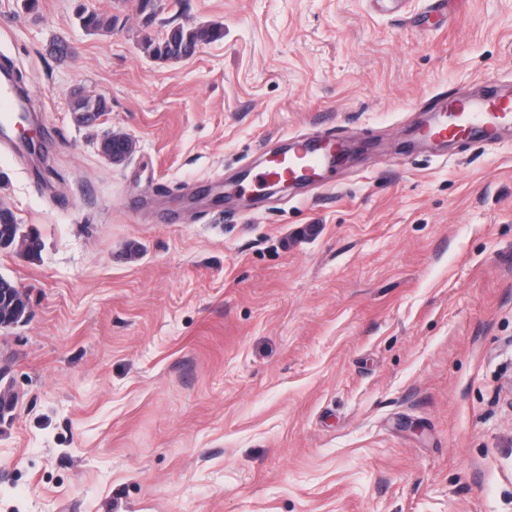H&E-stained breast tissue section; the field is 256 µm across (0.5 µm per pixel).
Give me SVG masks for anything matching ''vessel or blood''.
I'll list each match as a JSON object with an SVG mask.
<instances>
[{
    "label": "vessel or blood",
    "instance_id": "vessel-or-blood-1",
    "mask_svg": "<svg viewBox=\"0 0 512 512\" xmlns=\"http://www.w3.org/2000/svg\"><path fill=\"white\" fill-rule=\"evenodd\" d=\"M19 109L15 86L6 67L0 66V126L12 127ZM512 124V97L491 95L479 100L451 99L448 113L440 114L424 137L444 140L467 134L486 143L495 142L500 129ZM334 157L322 140L293 139L287 153L271 160L261 172L258 183L285 180L291 177H328Z\"/></svg>",
    "mask_w": 512,
    "mask_h": 512
}]
</instances>
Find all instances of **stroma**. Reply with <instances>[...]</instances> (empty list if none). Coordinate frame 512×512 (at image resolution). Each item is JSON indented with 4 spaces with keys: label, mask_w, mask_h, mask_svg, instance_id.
<instances>
[{
    "label": "stroma",
    "mask_w": 512,
    "mask_h": 512,
    "mask_svg": "<svg viewBox=\"0 0 512 512\" xmlns=\"http://www.w3.org/2000/svg\"><path fill=\"white\" fill-rule=\"evenodd\" d=\"M427 5L0 0L47 148L0 146L41 240L0 252L29 299L0 512H512V127L416 135L440 93L512 92V0ZM175 26L223 36L152 58ZM320 133L352 151L334 186L236 191ZM107 104L102 97L92 98L81 91L75 92L72 99V112L80 124L91 123L106 112Z\"/></svg>",
    "instance_id": "35a3bbf8"
}]
</instances>
